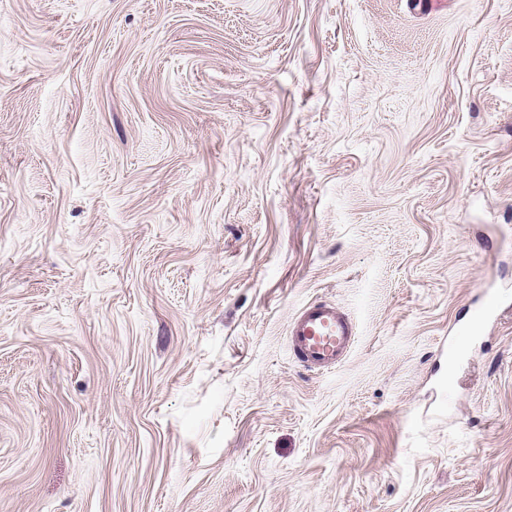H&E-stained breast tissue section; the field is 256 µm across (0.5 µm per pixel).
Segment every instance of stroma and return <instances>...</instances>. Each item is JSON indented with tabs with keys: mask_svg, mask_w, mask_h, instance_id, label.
<instances>
[{
	"mask_svg": "<svg viewBox=\"0 0 512 512\" xmlns=\"http://www.w3.org/2000/svg\"><path fill=\"white\" fill-rule=\"evenodd\" d=\"M489 292L512 0H0V512H512ZM355 336L352 320L326 301L303 306L288 327V345L295 359L316 371H330L341 365Z\"/></svg>",
	"mask_w": 512,
	"mask_h": 512,
	"instance_id": "stroma-1",
	"label": "stroma"
}]
</instances>
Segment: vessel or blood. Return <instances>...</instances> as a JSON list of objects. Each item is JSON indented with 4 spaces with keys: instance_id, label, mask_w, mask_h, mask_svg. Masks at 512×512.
Here are the masks:
<instances>
[{
    "instance_id": "vessel-or-blood-1",
    "label": "vessel or blood",
    "mask_w": 512,
    "mask_h": 512,
    "mask_svg": "<svg viewBox=\"0 0 512 512\" xmlns=\"http://www.w3.org/2000/svg\"><path fill=\"white\" fill-rule=\"evenodd\" d=\"M355 336L352 320L326 301L303 306L288 327V345L295 359L316 371H329L341 365Z\"/></svg>"
}]
</instances>
